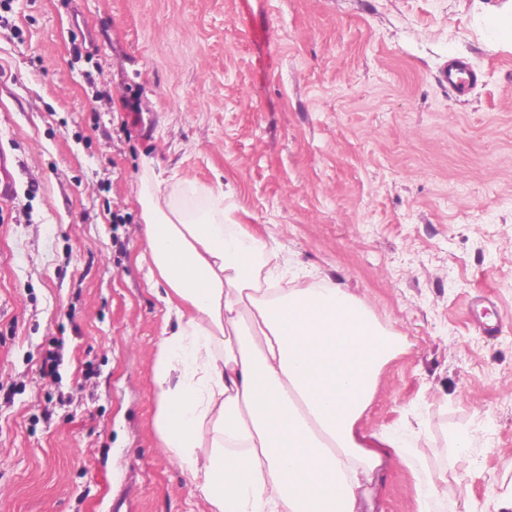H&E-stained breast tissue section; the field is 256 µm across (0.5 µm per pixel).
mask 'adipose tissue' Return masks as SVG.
Returning <instances> with one entry per match:
<instances>
[{
  "label": "adipose tissue",
  "instance_id": "obj_1",
  "mask_svg": "<svg viewBox=\"0 0 512 512\" xmlns=\"http://www.w3.org/2000/svg\"><path fill=\"white\" fill-rule=\"evenodd\" d=\"M185 208L147 166V277L171 317L156 343L154 424L210 512H374L402 441L362 432L400 340L343 284L287 286L274 244L223 193Z\"/></svg>",
  "mask_w": 512,
  "mask_h": 512
}]
</instances>
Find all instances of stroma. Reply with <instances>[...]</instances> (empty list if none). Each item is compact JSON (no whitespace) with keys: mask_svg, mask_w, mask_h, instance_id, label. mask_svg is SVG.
Returning a JSON list of instances; mask_svg holds the SVG:
<instances>
[{"mask_svg":"<svg viewBox=\"0 0 512 512\" xmlns=\"http://www.w3.org/2000/svg\"><path fill=\"white\" fill-rule=\"evenodd\" d=\"M4 18L0 512H209L153 426L146 159L223 188L285 277L345 284L405 337L358 422L411 452L378 512H418L439 478L434 512H512V0H12ZM452 56L476 75L462 95L438 80Z\"/></svg>","mask_w":512,"mask_h":512,"instance_id":"1","label":"stroma"}]
</instances>
